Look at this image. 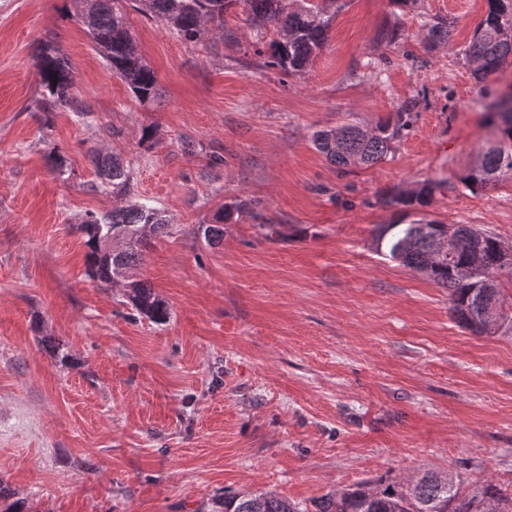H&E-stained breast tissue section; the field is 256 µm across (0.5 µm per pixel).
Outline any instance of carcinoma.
Returning <instances> with one entry per match:
<instances>
[{
    "label": "carcinoma",
    "instance_id": "cac0c4a2",
    "mask_svg": "<svg viewBox=\"0 0 512 512\" xmlns=\"http://www.w3.org/2000/svg\"><path fill=\"white\" fill-rule=\"evenodd\" d=\"M334 2L304 0V5L289 10L285 0H134L138 12L162 23L187 42L198 40L207 30L231 38V33L224 30V16L241 5L245 22L256 29L253 54L263 59L265 66L288 75L303 73L326 46L331 20L326 4ZM487 5L464 52L479 80L496 73L512 55V0H487ZM78 20L108 69L125 81L140 103L154 104L159 96L155 73L136 48L124 0H85ZM455 24L453 18L423 21L429 46L447 43ZM269 25L276 27L277 37L266 41L261 29ZM34 66L40 79L37 111H68L80 119L89 117L90 112L74 93L72 68L53 41L42 43ZM415 105L413 100L404 101L394 117L373 129L348 123L319 130L313 145L340 170L358 164L372 166L384 160L404 136ZM485 122L498 131L499 143L487 145L480 161L461 175L460 182L470 191L512 175V107L504 110L500 99L490 103ZM91 161L98 178L95 188L112 194L119 204L101 215L87 213L78 226L84 239L88 272L102 286L123 284L125 303L131 309L156 323H165L170 318L167 304L149 282L135 277L134 270L150 237L169 233L170 220L151 204L128 199L133 191L132 176L129 166L119 157L94 149ZM440 188L441 182L425 179L390 196L388 203L407 217L428 206ZM239 207L236 201L224 204L215 223L204 228L205 240H222L224 223ZM444 229L445 225L432 221H400L377 228L373 242L377 252L448 289L454 317L473 332L484 334L488 332L487 325L471 321L469 315L489 306L490 298L471 288L461 271L478 253L483 269L497 272L501 242L486 230L478 232L459 224L451 246L438 259L437 243ZM109 233L116 236L110 246L103 241ZM488 505L497 512H512V488L505 489L486 480L467 489L460 480L450 483L447 476L427 471L405 483L357 482L321 497L314 512H486ZM214 508L215 512H305L272 491L226 493L224 498L214 500ZM24 509L25 502L15 498V492L0 478V512Z\"/></svg>",
    "mask_w": 512,
    "mask_h": 512
}]
</instances>
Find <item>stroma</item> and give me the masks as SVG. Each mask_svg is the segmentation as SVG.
I'll use <instances>...</instances> for the list:
<instances>
[{
    "label": "stroma",
    "instance_id": "35a3bbf8",
    "mask_svg": "<svg viewBox=\"0 0 512 512\" xmlns=\"http://www.w3.org/2000/svg\"><path fill=\"white\" fill-rule=\"evenodd\" d=\"M80 9L0 0V475L27 512H209L215 496L265 490L311 508L427 470L511 484L512 331L465 329L447 289L372 239L399 217L387 194L432 178L424 218L512 247V179L459 181L488 138L486 98L512 84V60L479 82L462 55L486 0H341L302 75L261 66L241 12L224 17L232 40L188 43L132 10L156 107L104 66ZM425 16L456 18L447 44L428 48ZM46 40L89 118L34 111ZM408 99L409 130L374 166L339 174L311 143ZM94 147L129 162L133 199L172 224L136 270L166 323L88 274L75 226L116 203L93 188ZM56 151L62 177L47 165ZM235 199L245 208L208 244L201 227Z\"/></svg>",
    "mask_w": 512,
    "mask_h": 512
}]
</instances>
